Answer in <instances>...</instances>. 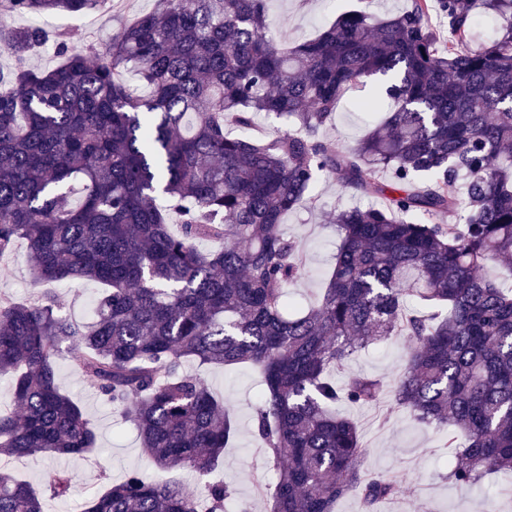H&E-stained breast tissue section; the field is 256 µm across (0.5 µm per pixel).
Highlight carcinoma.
Here are the masks:
<instances>
[{
  "instance_id": "cac0c4a2",
  "label": "carcinoma",
  "mask_w": 512,
  "mask_h": 512,
  "mask_svg": "<svg viewBox=\"0 0 512 512\" xmlns=\"http://www.w3.org/2000/svg\"><path fill=\"white\" fill-rule=\"evenodd\" d=\"M109 2L0 0V11L78 15ZM479 8L502 25L474 48ZM433 11L448 24L443 44ZM48 37L0 29V53L15 60L0 69V257L22 244L35 280L104 288L89 325L51 294H0V374H14L18 409L0 410V457L96 447L58 382L67 343L157 466L205 475L234 426L184 363L250 364L264 383L254 430L275 473L257 482L268 512H336L354 492L370 509L403 489L363 472L358 427L334 406H373L385 384L355 375L339 386L333 373L369 343L405 336L414 347L393 401L444 431L442 453L458 459L448 479L512 473V286L480 275L512 259V0L346 11L290 47L270 32L266 0H155L105 48L76 50L69 31L56 37L58 66L27 65ZM376 75L393 78L383 121L354 146L322 140L343 94ZM258 112L288 127L228 132ZM322 176L378 203L334 215L326 287L297 311L285 288L306 261L283 220L316 206ZM413 298L442 312L424 318ZM74 480L55 471L34 489L1 473L0 512H43ZM229 495L224 481L189 494L133 471L83 512H224Z\"/></svg>"
}]
</instances>
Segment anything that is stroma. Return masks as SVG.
Here are the masks:
<instances>
[{"mask_svg": "<svg viewBox=\"0 0 512 512\" xmlns=\"http://www.w3.org/2000/svg\"><path fill=\"white\" fill-rule=\"evenodd\" d=\"M412 0H270L268 22L280 40L294 44L312 39L347 10L360 9L389 16L410 8ZM153 0H112L109 9L77 18L57 16L40 19L51 33L76 30L75 49L103 46L118 36L124 26L143 12L151 10ZM382 119L381 113L364 112L354 107L351 96H344L331 120L321 129L322 139L355 144ZM314 192L316 208L300 207L289 212L284 229L295 238L306 255L304 276L290 290L300 305L314 304L325 285V276L336 251V232L332 217L336 210L354 201L352 193L341 191L335 182L323 179ZM98 283L74 281L44 286L30 277L24 246L0 257V292L18 301H28L43 292L55 295L64 313L88 323L95 317ZM410 343L395 336L359 352L336 373L337 382L351 375L380 378L394 385L402 373ZM77 349H63L58 359V377L62 388L78 402L94 426L98 443L92 454L50 457L36 454L24 458L0 459V471L17 475L32 486L45 482L59 468L70 470L75 481L67 497L48 499L44 512H81L84 503L104 492L111 483L127 473L139 471L157 482H180L188 492L199 491L204 481H225L231 489L229 512H266V503L255 489L256 478L272 481L274 472L263 444L253 432L259 373L249 367L227 369L215 366L205 370L210 390L222 398L235 425L236 433L224 450L221 464L208 476L166 470L157 467L140 446L135 428L122 419L121 411L99 396L75 369ZM338 415L351 418L359 428L365 454L362 468L368 473L390 475L407 486V494L378 503L374 512H484L494 505L495 512H512V474L486 476L471 486H461L448 478L450 464L442 457L439 431L412 421L394 409L391 394H384L376 408L359 407L347 402L336 405Z\"/></svg>", "mask_w": 512, "mask_h": 512, "instance_id": "stroma-1", "label": "stroma"}]
</instances>
